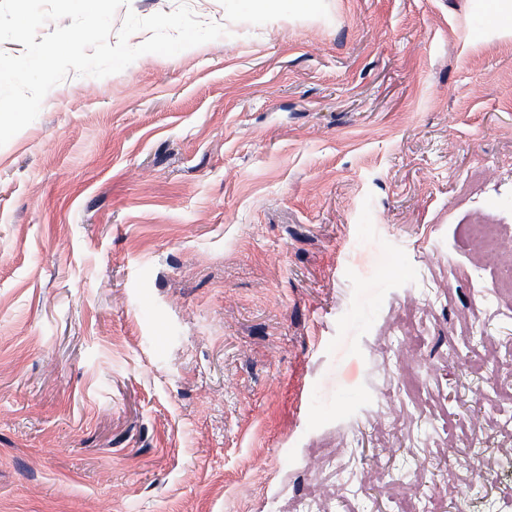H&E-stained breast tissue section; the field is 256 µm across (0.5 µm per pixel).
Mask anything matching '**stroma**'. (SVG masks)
Instances as JSON below:
<instances>
[{"mask_svg": "<svg viewBox=\"0 0 512 512\" xmlns=\"http://www.w3.org/2000/svg\"><path fill=\"white\" fill-rule=\"evenodd\" d=\"M183 2L227 36L68 74L0 146V512H512L452 469L473 429L512 456L462 227L512 226V39L485 0L113 25Z\"/></svg>", "mask_w": 512, "mask_h": 512, "instance_id": "obj_1", "label": "stroma"}]
</instances>
